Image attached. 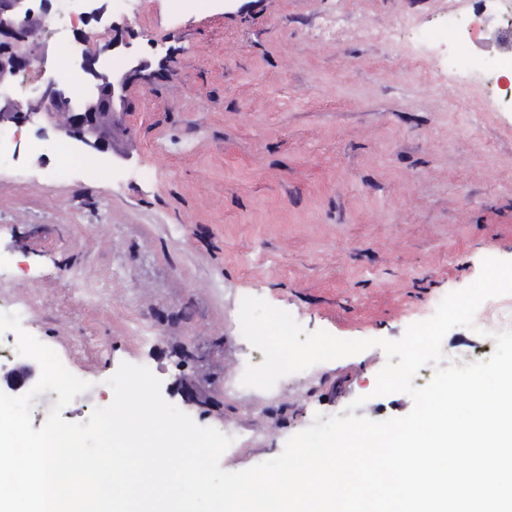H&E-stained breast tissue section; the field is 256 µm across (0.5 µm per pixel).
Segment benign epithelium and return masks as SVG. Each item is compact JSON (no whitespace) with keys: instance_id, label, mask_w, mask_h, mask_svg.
<instances>
[{"instance_id":"obj_1","label":"benign epithelium","mask_w":512,"mask_h":512,"mask_svg":"<svg viewBox=\"0 0 512 512\" xmlns=\"http://www.w3.org/2000/svg\"><path fill=\"white\" fill-rule=\"evenodd\" d=\"M49 10V0H0V87L45 63V45L40 36ZM104 30L109 40L99 49L90 48L84 37H77L78 48L69 66L84 78L82 93H74L62 79H51L27 100L0 94V126L45 125L61 132L82 151L126 156V95L131 78L144 75L148 63L133 59L125 71H112L105 54L116 45L114 33L118 27L112 22Z\"/></svg>"}]
</instances>
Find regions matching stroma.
Instances as JSON below:
<instances>
[{"label":"stroma","mask_w":512,"mask_h":512,"mask_svg":"<svg viewBox=\"0 0 512 512\" xmlns=\"http://www.w3.org/2000/svg\"><path fill=\"white\" fill-rule=\"evenodd\" d=\"M148 2L114 16V62L155 66L128 91L133 155L107 158L96 179L75 166L57 180L60 134L28 124L0 159V312L29 301L23 329L89 382L63 419L110 404L124 362L149 368L198 425L245 419L261 433L250 455L222 459L230 472L277 457L315 414L359 397L357 415H407V394H373L378 347L281 378L262 416L254 398H226L224 376L263 361L239 328L244 297L308 332L396 340L484 258L512 260V109L483 71L448 67V16L463 0ZM331 14L343 27L319 44ZM401 15L411 23L395 39L365 37ZM79 31L53 8L47 62L16 78L18 98L55 76L57 40ZM139 319L151 335L132 334ZM483 328L451 329L446 362L490 357L497 326ZM184 382L203 406L185 404Z\"/></svg>","instance_id":"obj_1"}]
</instances>
